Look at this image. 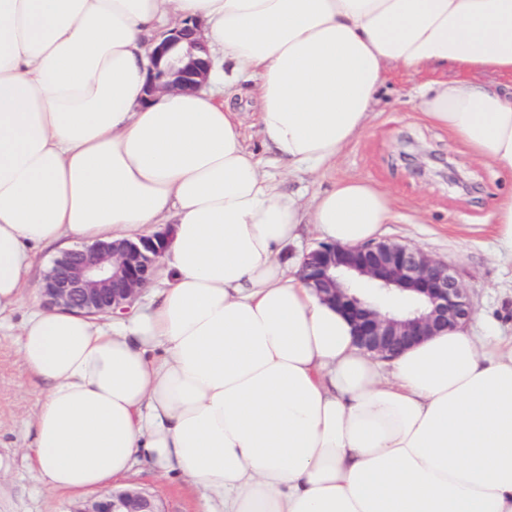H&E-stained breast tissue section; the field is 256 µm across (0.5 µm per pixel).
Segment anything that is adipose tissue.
<instances>
[{"label": "adipose tissue", "instance_id": "adipose-tissue-1", "mask_svg": "<svg viewBox=\"0 0 512 512\" xmlns=\"http://www.w3.org/2000/svg\"><path fill=\"white\" fill-rule=\"evenodd\" d=\"M190 20L223 54L210 90L146 97L151 45ZM394 68L436 72L415 110L512 174V0H0V330L42 248L174 227L147 306L100 324L36 304L21 323L42 486L141 463L188 478L198 512H512L496 321L381 361L280 259L309 224L357 246L397 221L364 178L284 189L368 130ZM243 81L281 174L244 144Z\"/></svg>", "mask_w": 512, "mask_h": 512}]
</instances>
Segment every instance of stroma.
<instances>
[{
  "label": "stroma",
  "mask_w": 512,
  "mask_h": 512,
  "mask_svg": "<svg viewBox=\"0 0 512 512\" xmlns=\"http://www.w3.org/2000/svg\"><path fill=\"white\" fill-rule=\"evenodd\" d=\"M424 78L392 73L380 90L369 129L351 144L334 170L317 179L289 180L287 190L311 196L344 176L368 178L390 189L400 211H424L416 224H388L382 239L409 244L451 263L469 291L475 312L491 315L512 337V258L496 255L489 220L497 196L512 190V175L475 162L446 132L420 121L412 99ZM455 169L465 186L448 184ZM41 382L25 367L16 334L0 335V512H68L79 495L51 492L33 476L23 452L33 440ZM134 485L161 499L165 512H196V496L184 478L159 477L136 466L108 491Z\"/></svg>",
  "instance_id": "obj_1"
}]
</instances>
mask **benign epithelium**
I'll list each match as a JSON object with an SVG mask.
<instances>
[{
	"label": "benign epithelium",
	"instance_id": "benign-epithelium-1",
	"mask_svg": "<svg viewBox=\"0 0 512 512\" xmlns=\"http://www.w3.org/2000/svg\"><path fill=\"white\" fill-rule=\"evenodd\" d=\"M198 25L187 23L151 48L146 93L195 91L210 63ZM171 230L119 243L61 250L40 293L50 308L103 318L128 310L151 282ZM305 281L351 320L358 344L382 358L469 319L468 289L454 267L422 250L391 241L358 247L320 244L305 258ZM71 512H160L145 490L129 486L78 503Z\"/></svg>",
	"mask_w": 512,
	"mask_h": 512
}]
</instances>
